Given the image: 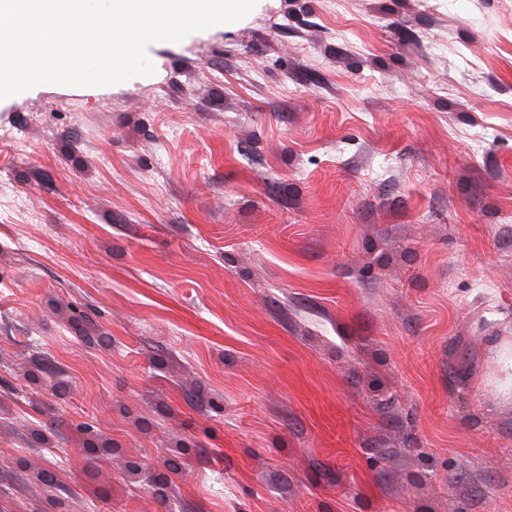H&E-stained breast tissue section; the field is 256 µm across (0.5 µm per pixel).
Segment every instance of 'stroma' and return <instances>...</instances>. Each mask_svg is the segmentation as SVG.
<instances>
[{
  "mask_svg": "<svg viewBox=\"0 0 512 512\" xmlns=\"http://www.w3.org/2000/svg\"><path fill=\"white\" fill-rule=\"evenodd\" d=\"M0 101V512H512V0H266ZM494 357L500 372L503 375L502 388L512 392V344L495 345Z\"/></svg>",
  "mask_w": 512,
  "mask_h": 512,
  "instance_id": "1",
  "label": "stroma"
}]
</instances>
